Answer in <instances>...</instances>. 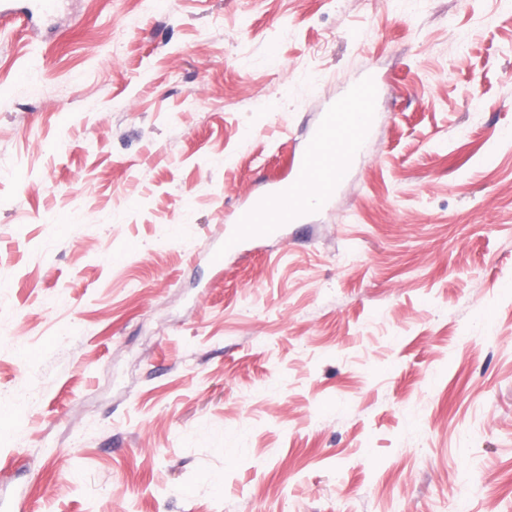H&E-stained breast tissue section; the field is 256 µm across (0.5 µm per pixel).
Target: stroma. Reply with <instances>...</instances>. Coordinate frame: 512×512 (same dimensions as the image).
<instances>
[{"instance_id": "obj_1", "label": "stroma", "mask_w": 512, "mask_h": 512, "mask_svg": "<svg viewBox=\"0 0 512 512\" xmlns=\"http://www.w3.org/2000/svg\"><path fill=\"white\" fill-rule=\"evenodd\" d=\"M366 68L376 132L330 205L214 268ZM17 392L0 512H512V0L0 20Z\"/></svg>"}]
</instances>
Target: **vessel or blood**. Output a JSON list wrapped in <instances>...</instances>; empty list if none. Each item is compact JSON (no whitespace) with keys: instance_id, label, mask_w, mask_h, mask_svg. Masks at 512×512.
<instances>
[{"instance_id":"b4317fda","label":"vessel or blood","mask_w":512,"mask_h":512,"mask_svg":"<svg viewBox=\"0 0 512 512\" xmlns=\"http://www.w3.org/2000/svg\"><path fill=\"white\" fill-rule=\"evenodd\" d=\"M379 79L372 71L349 86L325 110L301 153L289 165V177L248 197L224 217V247L210 259L223 264L245 243L274 235L280 225L298 224L328 205L373 137L379 112Z\"/></svg>"}]
</instances>
